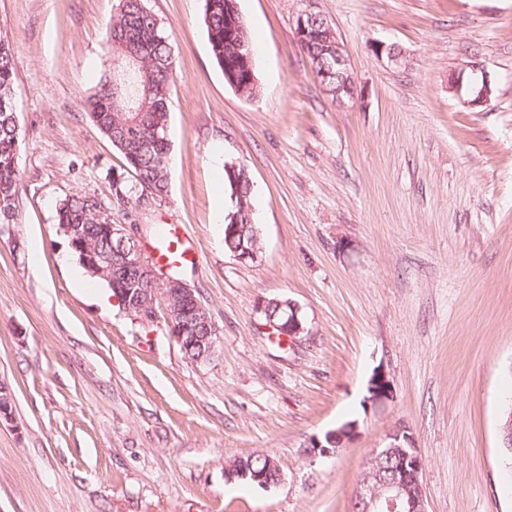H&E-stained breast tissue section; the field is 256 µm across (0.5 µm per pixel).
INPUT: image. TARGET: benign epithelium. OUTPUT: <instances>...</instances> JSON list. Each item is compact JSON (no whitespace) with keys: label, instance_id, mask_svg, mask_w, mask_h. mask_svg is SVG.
Here are the masks:
<instances>
[{"label":"benign epithelium","instance_id":"1","mask_svg":"<svg viewBox=\"0 0 512 512\" xmlns=\"http://www.w3.org/2000/svg\"><path fill=\"white\" fill-rule=\"evenodd\" d=\"M296 37L306 57L313 61L316 78H334V99L342 103L354 96L355 82L347 56L336 33L321 13L308 12L298 17ZM108 237L112 248L122 254V264L112 266V254L91 248L81 253L80 264L91 273L112 272V297L123 308L141 318L154 316L155 297L162 296L169 311L168 328L171 337L182 350L197 346L199 354L194 364H204L216 353L220 331L209 311L195 291L180 281L161 278L155 266L144 255L136 236L125 224H111ZM151 299L143 300L144 295ZM282 311L279 320L267 319L269 327L281 335L296 339L303 331L298 308L289 301L278 302ZM13 397L10 389L0 385V421L12 419ZM383 458L395 461L394 475L372 486L365 481L358 485L353 507L355 512H428V502L423 485L424 462L410 437L398 430L391 434L389 443L375 448L366 462L372 468ZM229 481L249 479L253 484L268 488L272 479L262 471L225 469Z\"/></svg>","mask_w":512,"mask_h":512}]
</instances>
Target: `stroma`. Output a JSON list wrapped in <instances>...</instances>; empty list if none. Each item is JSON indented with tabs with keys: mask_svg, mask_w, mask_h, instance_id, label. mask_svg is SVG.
Instances as JSON below:
<instances>
[{
	"mask_svg": "<svg viewBox=\"0 0 512 512\" xmlns=\"http://www.w3.org/2000/svg\"><path fill=\"white\" fill-rule=\"evenodd\" d=\"M258 92L224 81L204 0H146L171 35L169 189L112 202L135 179L84 106L112 65L119 0H0L15 58L20 189L0 224V512H350L374 448L408 431L429 512H512L500 444L512 404V0H237ZM327 17L349 60L336 102L296 39ZM395 44L392 66L376 52ZM465 70L470 80L450 88ZM489 83L487 102L476 88ZM245 169L261 250L224 247V167ZM91 194L151 251L181 225L197 255L178 276L220 330L212 360L184 358L157 304L127 313L82 267L56 218ZM299 309L297 341L257 308ZM385 372L388 400L369 403ZM356 422L338 454L308 440ZM267 455L269 488L227 481Z\"/></svg>",
	"mask_w": 512,
	"mask_h": 512,
	"instance_id": "1",
	"label": "stroma"
}]
</instances>
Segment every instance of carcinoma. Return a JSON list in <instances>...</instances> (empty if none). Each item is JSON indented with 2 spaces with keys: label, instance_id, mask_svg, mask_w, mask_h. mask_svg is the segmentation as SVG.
Listing matches in <instances>:
<instances>
[{
  "label": "carcinoma",
  "instance_id": "1",
  "mask_svg": "<svg viewBox=\"0 0 512 512\" xmlns=\"http://www.w3.org/2000/svg\"><path fill=\"white\" fill-rule=\"evenodd\" d=\"M122 6L108 32L113 59L118 65L104 75L89 95V117L103 135L124 156L133 172L136 187L154 198L168 190V167L161 160L169 155L167 136L168 90L174 62L164 23L144 4V0H121ZM204 25L211 55L219 69L233 66L239 48H251L244 19L231 12L227 0H205ZM235 91L251 97L257 85L249 72L238 69ZM14 103V56L8 42L0 38V198L8 210L0 208V224L13 220L18 195L20 132ZM232 206L224 223L240 225L238 235L224 238L232 252L256 242L251 216V187L247 180L226 179ZM58 224H85L88 241L111 247L107 227L112 223L111 208L94 195H72L57 208Z\"/></svg>",
  "mask_w": 512,
  "mask_h": 512
}]
</instances>
